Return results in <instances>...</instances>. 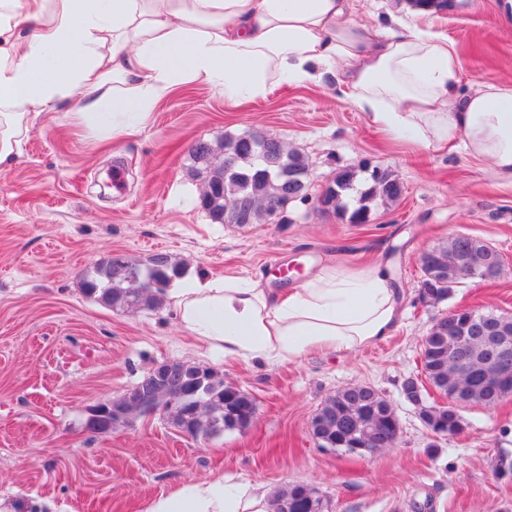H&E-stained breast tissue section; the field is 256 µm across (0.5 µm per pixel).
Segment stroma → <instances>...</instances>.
<instances>
[{
  "mask_svg": "<svg viewBox=\"0 0 512 512\" xmlns=\"http://www.w3.org/2000/svg\"><path fill=\"white\" fill-rule=\"evenodd\" d=\"M459 52L461 89L512 80V24L497 0H454L434 20ZM74 103L36 118L14 162L0 170V498L20 512H141L144 501L205 476L275 491L311 485L328 512H512V396L462 409L464 429L433 434L401 386L417 374L420 345L436 319L460 306L512 315V186L463 149L414 157L406 141L375 130L332 82L281 86L235 106L220 87L193 85L152 104L138 129L110 138ZM261 132L309 160L311 201L264 224H221L200 204L203 181L190 150L200 140ZM370 163L405 191L367 224L318 209L314 196L336 171ZM498 250L504 272L468 280L448 300L419 296L418 258L455 233ZM163 252L186 276L264 277L298 287L320 266L375 260L401 298L390 336L353 352L267 363L225 360L189 336L170 303L115 311L81 291L80 273L113 253ZM190 360L255 399L241 432L191 438L166 415L134 418L93 434L83 422L156 365ZM368 384L393 405L395 447L365 457L321 447L309 423L339 389Z\"/></svg>",
  "mask_w": 512,
  "mask_h": 512,
  "instance_id": "35a3bbf8",
  "label": "stroma"
}]
</instances>
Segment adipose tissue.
I'll return each instance as SVG.
<instances>
[{
    "instance_id": "obj_1",
    "label": "adipose tissue",
    "mask_w": 512,
    "mask_h": 512,
    "mask_svg": "<svg viewBox=\"0 0 512 512\" xmlns=\"http://www.w3.org/2000/svg\"><path fill=\"white\" fill-rule=\"evenodd\" d=\"M353 0H0V169L31 121L77 99L119 136L185 84L229 100L272 87L335 82L378 130L420 149L462 139L512 185V80L459 88L461 60L414 4L377 37ZM182 328L225 359L298 360L389 336L399 296L385 266L327 267L300 287L235 277L169 289ZM267 493L212 476L149 499L143 512H269Z\"/></svg>"
}]
</instances>
